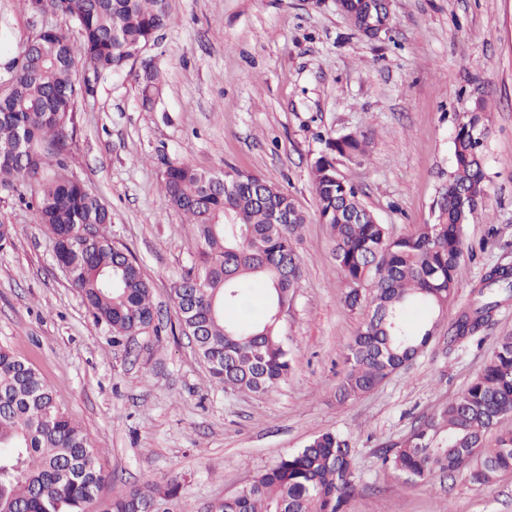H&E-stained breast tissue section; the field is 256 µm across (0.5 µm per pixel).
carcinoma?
<instances>
[{
    "mask_svg": "<svg viewBox=\"0 0 512 512\" xmlns=\"http://www.w3.org/2000/svg\"><path fill=\"white\" fill-rule=\"evenodd\" d=\"M32 13L61 14L81 38L62 31L39 35L29 65L11 89L0 92V184L35 179L36 219L47 227L60 264L71 268V284L96 320L112 329V341L152 324L151 287L136 257L107 234L112 217L100 198L76 179L63 180L71 147H63L73 123L77 91L94 93L103 76L132 66V52L155 42L171 23L167 0H28ZM354 28L391 29L386 0H343ZM159 94L157 69L142 77L143 103ZM483 116L458 122L454 161L435 200L436 220L393 237L360 199L336 166V157L366 153L356 133L329 138L311 164L320 221L329 227L334 258L350 308L369 300L368 320L345 356L339 387L344 399L374 389L433 340L464 270L463 226L482 210L487 175L478 132ZM163 188L173 208L197 228L200 270L173 288L200 278L195 318L201 331L197 353L224 389L266 394L292 370L288 338L280 333L299 286L301 269L293 235L302 211L278 186L256 174L216 175L170 163ZM264 290L259 317L232 319ZM475 297L448 325V346L477 337L501 302L512 297V267L485 273ZM512 415V332L497 338L481 373L454 400L420 420L410 435L382 449V462L408 481L435 472H465L491 487L512 471V430L492 447L485 435ZM106 482L99 450L57 406L38 371L0 348V512H92ZM351 446L337 432L315 436L264 470L216 512H345L355 489ZM181 485L146 483L113 497L103 512H168Z\"/></svg>",
    "mask_w": 512,
    "mask_h": 512,
    "instance_id": "carcinoma-1",
    "label": "carcinoma"
}]
</instances>
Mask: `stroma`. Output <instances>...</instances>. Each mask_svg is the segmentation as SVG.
<instances>
[{"label":"stroma","mask_w":512,"mask_h":512,"mask_svg":"<svg viewBox=\"0 0 512 512\" xmlns=\"http://www.w3.org/2000/svg\"><path fill=\"white\" fill-rule=\"evenodd\" d=\"M171 24L145 56L161 74L153 109L136 72L107 75L78 99L71 174L107 205L114 243L151 286L155 322L116 344L59 268L35 219L33 188L0 186V347L30 363L56 403L99 446L102 497L178 480L171 512H211L314 436L350 442L357 489L346 512H512V473L490 488L465 474L408 482L379 450L456 397L495 338L512 331V300L481 341L449 345L448 323L487 268L512 265V0H392L389 38L370 42L336 0H169ZM70 37L62 16L0 0V63L42 27ZM482 112L483 210L465 225L472 253L427 349L372 391L346 400L343 357L365 320L344 303L333 241L321 224L310 166L330 137L366 135L365 156L338 159L344 177L393 235L433 222L453 164L456 119ZM251 172L306 215L293 238L302 276L281 324L293 369L266 394L222 389L178 326L173 286L199 263L197 232L162 190L166 163Z\"/></svg>","instance_id":"35a3bbf8"}]
</instances>
